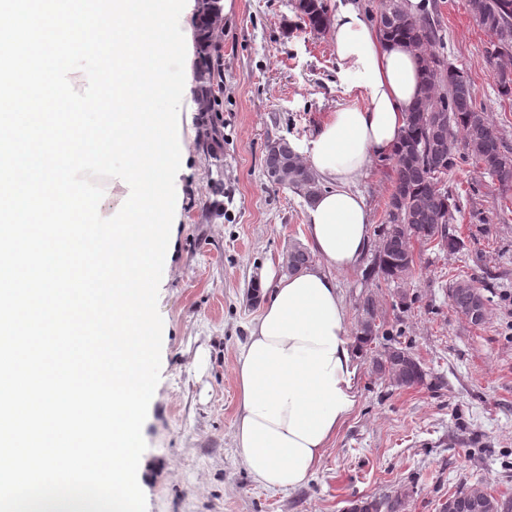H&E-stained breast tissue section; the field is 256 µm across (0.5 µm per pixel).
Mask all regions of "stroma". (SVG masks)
Segmentation results:
<instances>
[{
  "mask_svg": "<svg viewBox=\"0 0 512 512\" xmlns=\"http://www.w3.org/2000/svg\"><path fill=\"white\" fill-rule=\"evenodd\" d=\"M442 36L434 47L467 74L473 97L512 147V97L498 91L468 0H430ZM213 95L188 90L182 109L186 171L175 184V247L158 294L163 319L160 381L142 434L138 476L146 512H345L350 501L403 487L406 512H439L457 488L480 483L512 498V188L493 185L472 162L447 178L459 198L451 254L413 242L411 299L400 303L365 267L337 274L348 329L363 292L378 300L384 330L428 372L424 385L396 389L373 376L359 352L356 405L309 482L290 492L257 486L234 442L237 352L261 300L254 284L266 264L283 267L303 242L306 203L269 181V141L306 143L331 112L365 105L338 73L330 33H310L291 0H234L212 31ZM395 161L375 158L355 186L380 226ZM464 278L487 299L481 324L464 320L448 290Z\"/></svg>",
  "mask_w": 512,
  "mask_h": 512,
  "instance_id": "35a3bbf8",
  "label": "stroma"
}]
</instances>
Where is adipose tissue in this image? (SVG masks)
<instances>
[{"label": "adipose tissue", "instance_id": "1", "mask_svg": "<svg viewBox=\"0 0 512 512\" xmlns=\"http://www.w3.org/2000/svg\"><path fill=\"white\" fill-rule=\"evenodd\" d=\"M330 29L338 72L367 103L333 112L302 148L326 185L305 214L318 261L294 274L271 264L261 271L262 304L235 367L234 442L253 481L274 492L308 483L354 409L357 364L336 275L358 266L372 243L355 182L373 157L394 155L422 92L419 52L383 39L357 0H338Z\"/></svg>", "mask_w": 512, "mask_h": 512}]
</instances>
